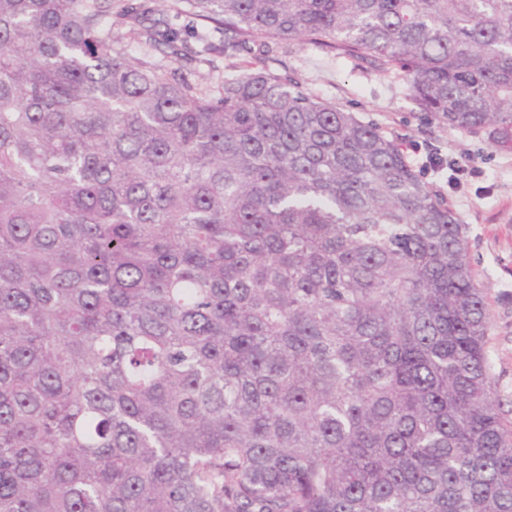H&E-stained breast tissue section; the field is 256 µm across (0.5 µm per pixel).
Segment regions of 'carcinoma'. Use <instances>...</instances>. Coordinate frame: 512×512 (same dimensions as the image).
Returning <instances> with one entry per match:
<instances>
[{
  "mask_svg": "<svg viewBox=\"0 0 512 512\" xmlns=\"http://www.w3.org/2000/svg\"><path fill=\"white\" fill-rule=\"evenodd\" d=\"M107 2L0 0V512H512L467 226L269 68L313 41L512 149V0H167L254 53L215 88ZM130 23L114 26L113 35L125 48L130 56L134 58L149 57L160 65H169V58L163 53V47L151 46L137 39Z\"/></svg>",
  "mask_w": 512,
  "mask_h": 512,
  "instance_id": "cac0c4a2",
  "label": "carcinoma"
}]
</instances>
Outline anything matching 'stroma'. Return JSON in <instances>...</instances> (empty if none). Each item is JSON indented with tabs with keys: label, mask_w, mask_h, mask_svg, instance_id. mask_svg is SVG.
I'll return each mask as SVG.
<instances>
[{
	"label": "stroma",
	"mask_w": 512,
	"mask_h": 512,
	"mask_svg": "<svg viewBox=\"0 0 512 512\" xmlns=\"http://www.w3.org/2000/svg\"><path fill=\"white\" fill-rule=\"evenodd\" d=\"M133 4L164 29L197 46L198 27L191 17L165 11L163 0H112L113 10ZM273 69L298 82L302 90L353 112L399 140L408 160L434 189L448 198L460 223L468 227L471 263L488 288L489 347L502 411L512 421V150L461 134L428 120L396 71H381L337 50L314 44L274 46ZM246 53L211 54L208 64L185 63L182 71L195 84L210 86L249 69ZM476 165L479 175L463 172Z\"/></svg>",
	"instance_id": "stroma-1"
}]
</instances>
